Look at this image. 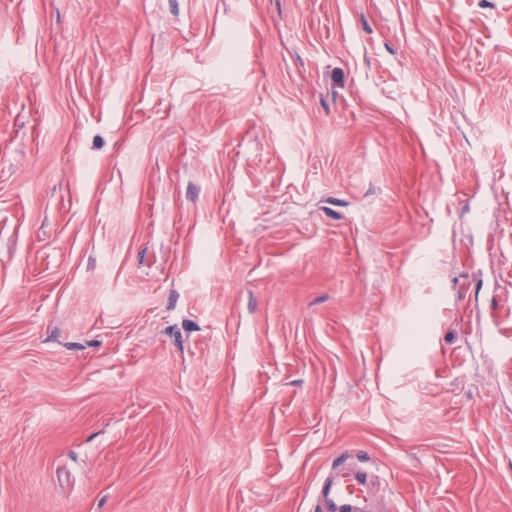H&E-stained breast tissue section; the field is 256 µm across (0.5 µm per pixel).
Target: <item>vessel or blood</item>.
Masks as SVG:
<instances>
[{
    "instance_id": "1",
    "label": "vessel or blood",
    "mask_w": 512,
    "mask_h": 512,
    "mask_svg": "<svg viewBox=\"0 0 512 512\" xmlns=\"http://www.w3.org/2000/svg\"><path fill=\"white\" fill-rule=\"evenodd\" d=\"M369 473L356 464H344L340 474L323 479L315 489L314 512H370Z\"/></svg>"
}]
</instances>
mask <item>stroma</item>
<instances>
[{"mask_svg":"<svg viewBox=\"0 0 512 512\" xmlns=\"http://www.w3.org/2000/svg\"><path fill=\"white\" fill-rule=\"evenodd\" d=\"M512 512V0H0V512ZM342 458L337 463L343 467L340 474L336 478H325L317 485L313 512H368L372 507L386 510L381 504L370 501L368 471Z\"/></svg>","mask_w":512,"mask_h":512,"instance_id":"35a3bbf8","label":"stroma"}]
</instances>
